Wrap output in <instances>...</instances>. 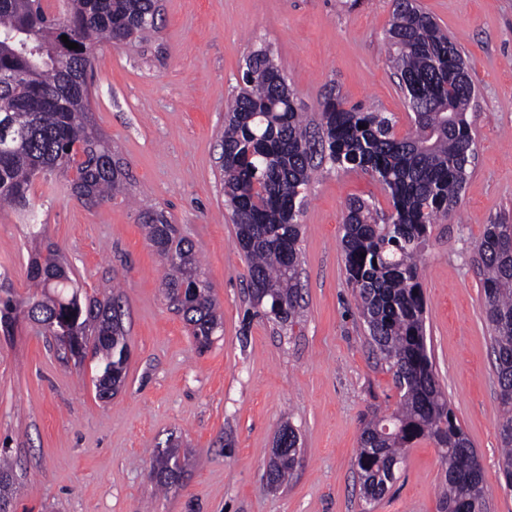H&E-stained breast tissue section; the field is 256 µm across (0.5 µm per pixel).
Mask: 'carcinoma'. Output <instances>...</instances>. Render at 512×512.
<instances>
[{
  "instance_id": "carcinoma-1",
  "label": "carcinoma",
  "mask_w": 512,
  "mask_h": 512,
  "mask_svg": "<svg viewBox=\"0 0 512 512\" xmlns=\"http://www.w3.org/2000/svg\"><path fill=\"white\" fill-rule=\"evenodd\" d=\"M43 2L0 0V71L12 78L0 82V204L25 224L34 244L27 277L40 289L23 301L1 288L0 329L10 332L21 313L54 337L64 355L95 359V387L108 399L118 389L104 380L128 360L120 297L82 296L58 249L42 243L34 187L38 178L59 172L87 208L126 189L124 164L90 123L87 75L97 42L141 41L156 28L159 6L158 0H60L59 10L50 12ZM64 35L79 48L66 47ZM385 39L409 107L412 127L403 136L394 113L349 106L338 94L324 96L318 111L305 112L269 48L245 59L238 91L227 104L219 162L224 205L248 262L250 287L257 289L247 318L290 328L300 322V216L315 172L327 166L379 182L391 212L352 199L342 225L347 282L371 344L399 390L390 415L363 423L356 458L361 496L367 504L382 498L407 448L429 439L445 467L441 512H485L483 470L463 464L475 448L427 352L418 263L430 226L455 214L473 172L476 145L468 113L474 87L454 37L415 0H393ZM143 228L165 270L166 301L181 314L197 348H209L222 327L211 284L204 281L186 302L180 296L182 285L201 272L192 243L158 212L143 215ZM476 249L501 397V474L512 486V224L486 225ZM298 444L297 429L282 424L267 472L271 485L292 478ZM185 466L168 450L156 457V479L165 487L176 484ZM11 483L12 468L3 459L0 512H10Z\"/></svg>"
}]
</instances>
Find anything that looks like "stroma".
<instances>
[{"label":"stroma","instance_id":"35a3bbf8","mask_svg":"<svg viewBox=\"0 0 512 512\" xmlns=\"http://www.w3.org/2000/svg\"><path fill=\"white\" fill-rule=\"evenodd\" d=\"M453 36L477 96L469 113L476 166L456 214L433 224L421 251L427 350L487 483V512H512L500 471L501 400L491 329L482 308L476 246L486 225L512 224V0H418ZM156 31L96 50L90 119L129 175L128 200L90 209L47 191L46 240L68 259L88 296L114 289L124 305L127 383L98 397L94 364L62 359L52 339L19 319L0 332V455L13 462L12 512H440L444 471L433 443L416 441L388 491L360 495L361 428L399 400L346 280L342 224L349 199L389 211L381 185L326 170L300 222L302 322L281 329L247 319L248 265L224 206L219 142L225 104L249 51L272 49L302 107L329 91L348 104L409 109L388 67L392 0H160ZM163 213L191 240L223 312L198 350L170 309L142 215ZM0 209V285L31 296V245ZM299 433L294 475L271 489L266 469L283 421ZM177 444L182 479L159 489L157 451Z\"/></svg>","mask_w":512,"mask_h":512}]
</instances>
